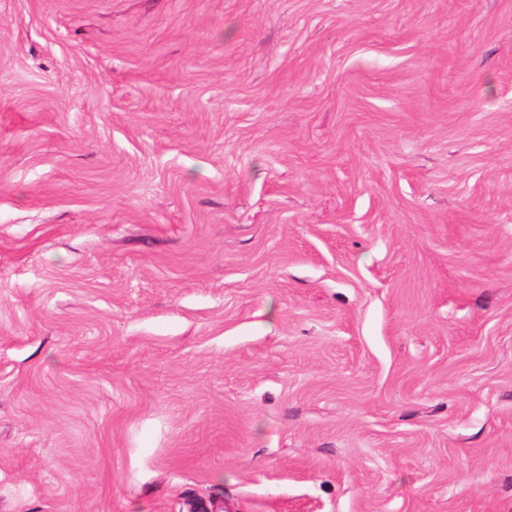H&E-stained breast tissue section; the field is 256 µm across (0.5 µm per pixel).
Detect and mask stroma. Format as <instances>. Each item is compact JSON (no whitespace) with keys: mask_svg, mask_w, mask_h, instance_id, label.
Wrapping results in <instances>:
<instances>
[{"mask_svg":"<svg viewBox=\"0 0 512 512\" xmlns=\"http://www.w3.org/2000/svg\"><path fill=\"white\" fill-rule=\"evenodd\" d=\"M0 512H512V0H0Z\"/></svg>","mask_w":512,"mask_h":512,"instance_id":"stroma-1","label":"stroma"}]
</instances>
